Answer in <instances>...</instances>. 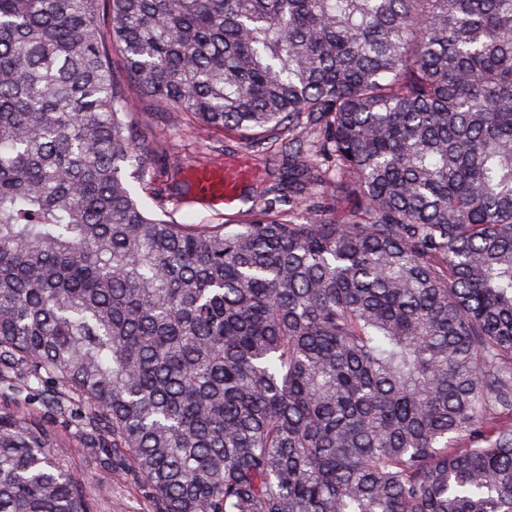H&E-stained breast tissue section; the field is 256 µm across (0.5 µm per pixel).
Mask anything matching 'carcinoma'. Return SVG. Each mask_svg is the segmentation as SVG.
<instances>
[{"label":"carcinoma","mask_w":512,"mask_h":512,"mask_svg":"<svg viewBox=\"0 0 512 512\" xmlns=\"http://www.w3.org/2000/svg\"><path fill=\"white\" fill-rule=\"evenodd\" d=\"M286 210L144 208L131 109ZM154 512H512V0H0V371ZM0 409V512H96Z\"/></svg>","instance_id":"carcinoma-1"}]
</instances>
